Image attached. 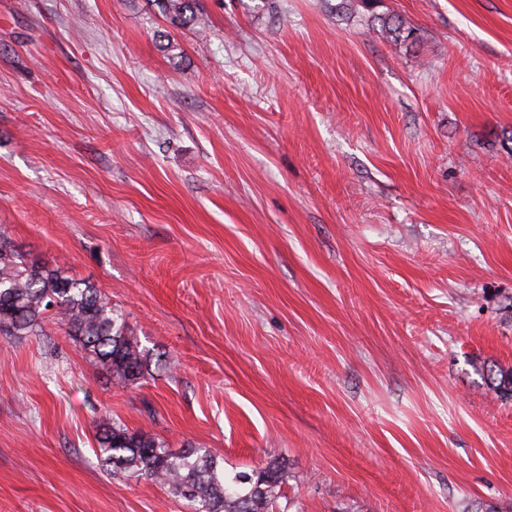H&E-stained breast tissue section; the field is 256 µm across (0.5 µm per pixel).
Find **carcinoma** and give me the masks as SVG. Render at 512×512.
<instances>
[{
  "label": "carcinoma",
  "instance_id": "obj_1",
  "mask_svg": "<svg viewBox=\"0 0 512 512\" xmlns=\"http://www.w3.org/2000/svg\"><path fill=\"white\" fill-rule=\"evenodd\" d=\"M174 28L201 26L199 0H154ZM380 32L410 46L418 29L396 15L378 18ZM53 315L80 349L113 378L127 385L145 377V352L123 317L92 283L59 266L28 258L0 232V335L31 336ZM492 391L512 398V369L500 371ZM104 464L169 488L193 512H272L286 474L277 467L252 473L224 471V459L207 448L174 452L144 433L103 418L96 425Z\"/></svg>",
  "mask_w": 512,
  "mask_h": 512
}]
</instances>
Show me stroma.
<instances>
[{
    "label": "stroma",
    "mask_w": 512,
    "mask_h": 512,
    "mask_svg": "<svg viewBox=\"0 0 512 512\" xmlns=\"http://www.w3.org/2000/svg\"><path fill=\"white\" fill-rule=\"evenodd\" d=\"M200 2L0 0V229L148 364L0 335V512H190L105 414L281 467L273 512H512V0ZM162 17L173 28L199 27L202 18L199 0H154ZM380 23V32L386 38H390L394 42H400L407 45H414L419 42L420 33L417 28L411 27L396 15H386L378 17Z\"/></svg>",
    "instance_id": "1"
}]
</instances>
